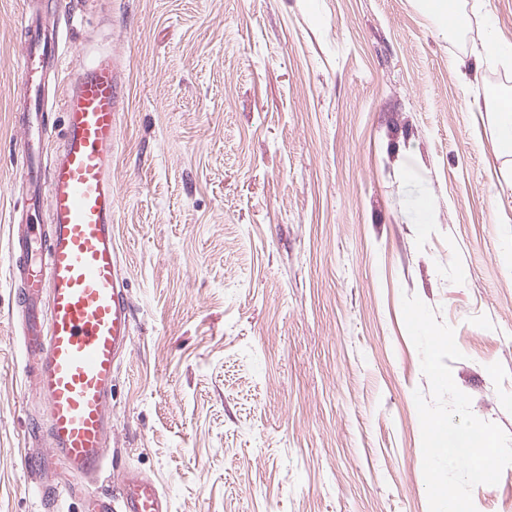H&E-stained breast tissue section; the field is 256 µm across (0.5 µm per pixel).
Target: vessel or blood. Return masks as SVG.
Segmentation results:
<instances>
[{
    "instance_id": "obj_1",
    "label": "vessel or blood",
    "mask_w": 512,
    "mask_h": 512,
    "mask_svg": "<svg viewBox=\"0 0 512 512\" xmlns=\"http://www.w3.org/2000/svg\"><path fill=\"white\" fill-rule=\"evenodd\" d=\"M20 26L26 40L17 68L29 109L15 116L23 132L16 151L28 198L10 212L7 261L22 315L23 382L39 410L31 432L48 446L25 465L36 474L58 466L90 480L108 457L113 371L132 333L127 283L112 241L121 78L108 55L68 77L62 145L43 169L48 125L41 83L47 69L62 66L61 35L45 28L34 7L23 11ZM44 207L46 224L37 219ZM118 499L116 508L111 497L85 492L84 512H168L158 484L137 473L122 474Z\"/></svg>"
}]
</instances>
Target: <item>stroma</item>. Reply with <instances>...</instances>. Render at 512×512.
Wrapping results in <instances>:
<instances>
[{
  "mask_svg": "<svg viewBox=\"0 0 512 512\" xmlns=\"http://www.w3.org/2000/svg\"><path fill=\"white\" fill-rule=\"evenodd\" d=\"M25 0H0V254L22 199ZM88 0L66 68L125 84L112 235L132 307L104 470L32 474L14 291L0 276V512H82L120 473L169 512H429L403 295L454 330L456 386L512 436V0ZM485 104L472 111L473 102ZM433 219L420 231L418 200ZM512 512V465L472 492ZM498 140L504 147L512 146V99L500 101L498 105Z\"/></svg>",
  "mask_w": 512,
  "mask_h": 512,
  "instance_id": "stroma-1",
  "label": "stroma"
}]
</instances>
